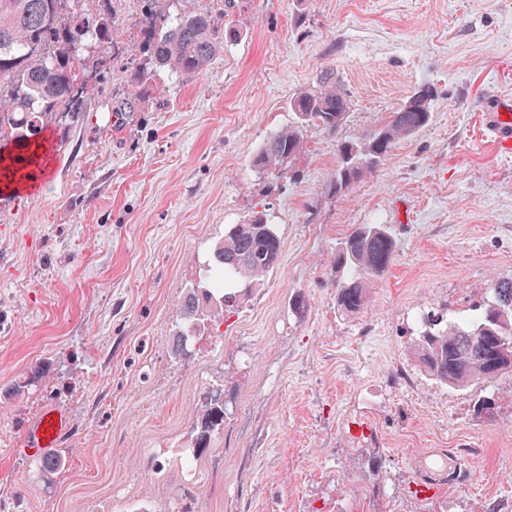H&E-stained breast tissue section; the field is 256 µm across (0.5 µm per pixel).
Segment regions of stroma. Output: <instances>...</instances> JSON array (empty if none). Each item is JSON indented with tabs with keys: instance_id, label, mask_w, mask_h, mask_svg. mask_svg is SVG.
I'll return each instance as SVG.
<instances>
[{
	"instance_id": "stroma-1",
	"label": "stroma",
	"mask_w": 512,
	"mask_h": 512,
	"mask_svg": "<svg viewBox=\"0 0 512 512\" xmlns=\"http://www.w3.org/2000/svg\"><path fill=\"white\" fill-rule=\"evenodd\" d=\"M111 9L80 115L51 127L54 172L0 199V512H512V375L457 388L410 354L419 313L466 315L512 278V154L483 130L512 98V0H237L208 69L156 66L142 85L149 17L142 0ZM327 77L343 125L308 127L282 173L254 171ZM423 87L429 123L326 191L338 142ZM263 208L278 267L180 354L206 251ZM360 224L396 253L347 316L331 265ZM211 392L224 430L197 457ZM49 405L73 432L37 457L26 432Z\"/></svg>"
}]
</instances>
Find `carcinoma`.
<instances>
[{
    "instance_id": "obj_1",
    "label": "carcinoma",
    "mask_w": 512,
    "mask_h": 512,
    "mask_svg": "<svg viewBox=\"0 0 512 512\" xmlns=\"http://www.w3.org/2000/svg\"><path fill=\"white\" fill-rule=\"evenodd\" d=\"M70 0H0V159L14 146L26 150L30 140L55 120L81 112L89 83L76 84L88 44L112 39L111 0H96L95 12L62 16ZM160 0H144L153 21L142 30L141 41L155 64L168 66L189 79L207 69L224 50L227 32L209 13L173 18L159 10ZM432 93L423 88L373 136L338 144L339 161L326 188L334 193L353 184L363 171L375 167L391 145L426 125L431 119ZM348 110L345 93L334 81L304 92L291 102L292 121L271 134L257 149L251 165L262 172H281L304 149V130L319 127L334 133ZM282 240L278 225L256 211L238 224L224 225V236L202 263L199 281L188 290L189 299L179 327L183 342L198 339L206 321L235 310L252 291L255 280L280 262ZM395 255L393 236L379 224H360L339 243L334 256L337 309L345 315L364 310L374 279L382 276ZM512 336V279L496 280L471 313L448 318L425 313L412 345L419 367L431 378L458 388L476 381L512 374V348L500 337ZM224 426V402L204 397L196 423L193 448L202 455L212 436Z\"/></svg>"
}]
</instances>
